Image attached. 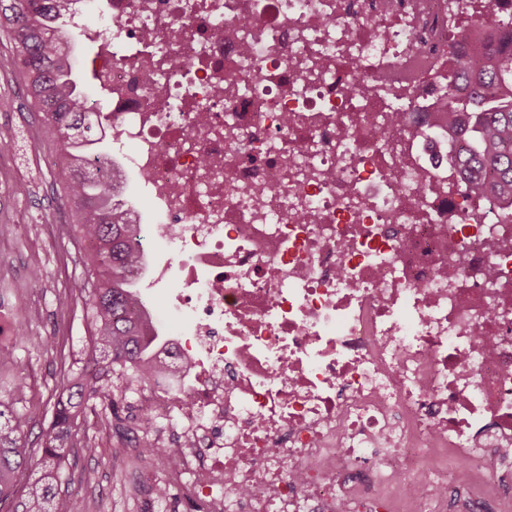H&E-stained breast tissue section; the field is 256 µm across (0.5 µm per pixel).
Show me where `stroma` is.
I'll return each mask as SVG.
<instances>
[{"label": "stroma", "instance_id": "obj_1", "mask_svg": "<svg viewBox=\"0 0 512 512\" xmlns=\"http://www.w3.org/2000/svg\"><path fill=\"white\" fill-rule=\"evenodd\" d=\"M12 148L0 158V348L12 358L0 364V393L17 409L40 407L52 418L66 377L84 365L90 321L74 282L87 279L85 241L69 236L68 201L55 165L57 144L41 125L14 65L9 37L0 32V141ZM42 278L33 281L31 273ZM26 339L14 343L16 331ZM23 390H16L18 379ZM143 386L126 384L112 414L91 400L72 430L69 444L77 455L66 469L65 490L77 497L81 512H178L177 496L156 498L145 479L149 463L133 408ZM97 452L81 455L85 443ZM150 471V470H149Z\"/></svg>", "mask_w": 512, "mask_h": 512}]
</instances>
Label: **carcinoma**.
Instances as JSON below:
<instances>
[{"label":"carcinoma","mask_w":512,"mask_h":512,"mask_svg":"<svg viewBox=\"0 0 512 512\" xmlns=\"http://www.w3.org/2000/svg\"><path fill=\"white\" fill-rule=\"evenodd\" d=\"M55 5L56 0H12L0 8V26L11 35L33 109L57 137V166L72 216L65 232L95 242L85 259L94 282L73 285L86 297L91 316V369L66 378L52 421L40 432L42 457L36 462L18 446L17 434L42 411L22 412L0 401V508L10 505L7 512H75L74 498L62 489L71 456L67 441L89 400L110 407L112 390L127 381L146 385L166 378L172 390L182 388L180 372L160 361L169 343L135 290L133 271H143L147 254L137 245L138 225L129 223L128 210L117 200L121 191L105 176L116 164L84 150L94 143L86 134L87 94L73 78L70 41L52 22ZM455 55L444 95L436 111L425 113L426 123L448 135V163L462 188L512 216V49L487 48L476 67L473 48L460 35ZM35 466L39 476L18 495V481Z\"/></svg>","instance_id":"cac0c4a2"}]
</instances>
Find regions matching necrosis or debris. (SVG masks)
<instances>
[{
    "label": "necrosis or debris",
    "mask_w": 512,
    "mask_h": 512,
    "mask_svg": "<svg viewBox=\"0 0 512 512\" xmlns=\"http://www.w3.org/2000/svg\"><path fill=\"white\" fill-rule=\"evenodd\" d=\"M481 0H65L193 372L199 512H512V220L419 153Z\"/></svg>",
    "instance_id": "necrosis-or-debris-1"
}]
</instances>
